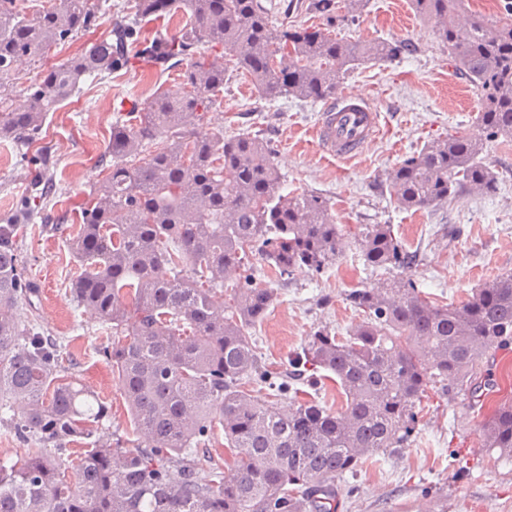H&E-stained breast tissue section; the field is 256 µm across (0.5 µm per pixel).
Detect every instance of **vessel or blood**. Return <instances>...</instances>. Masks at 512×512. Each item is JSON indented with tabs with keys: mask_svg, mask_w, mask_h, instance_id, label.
Instances as JSON below:
<instances>
[{
	"mask_svg": "<svg viewBox=\"0 0 512 512\" xmlns=\"http://www.w3.org/2000/svg\"><path fill=\"white\" fill-rule=\"evenodd\" d=\"M379 127L380 115L367 100L344 95L323 107L316 138L324 153L351 158L377 136Z\"/></svg>",
	"mask_w": 512,
	"mask_h": 512,
	"instance_id": "obj_1",
	"label": "vessel or blood"
}]
</instances>
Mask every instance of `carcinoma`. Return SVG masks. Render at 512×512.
Listing matches in <instances>:
<instances>
[{
  "label": "carcinoma",
  "instance_id": "carcinoma-1",
  "mask_svg": "<svg viewBox=\"0 0 512 512\" xmlns=\"http://www.w3.org/2000/svg\"><path fill=\"white\" fill-rule=\"evenodd\" d=\"M433 23L460 75L483 104L477 132L427 143L389 174L405 209L442 205L460 190L490 194L497 176L483 162L489 142L512 138V23L491 25L465 0H411ZM364 0H311L326 26L278 28L261 0H135L134 14L80 54L47 63L51 51L94 26L109 0H53L31 18L0 0V140L28 146L49 113L80 84L115 72L130 57L163 76L181 64L182 90L133 104L112 124L106 174L92 184L76 224L66 226L79 265L70 281L77 306L112 338V362L144 448L111 443L109 408L61 369V345L21 328L36 294L19 260L18 227L0 226V426L30 446L20 464L0 460V512H336V480L366 460L405 447L416 406L433 374L448 403L496 386L483 358L512 345V272L473 289L460 306L437 305L402 278L354 288L346 301L364 320L345 337L320 328L288 359L275 383L247 329L263 320L273 291L239 275L229 306L216 301L230 270L256 250L279 277L319 272L341 252L342 234L319 193L283 194L265 140L230 138L202 121L224 89V56L235 57L266 98L322 101L368 61L404 48L388 40L348 42L330 29L352 21ZM184 9L189 25L171 37L139 40V22ZM221 46L213 57L203 44ZM134 47L129 55L128 47ZM23 59L40 70L23 103L5 105ZM164 139L140 157L144 142ZM367 266L392 271L414 262L390 224H363ZM340 386L347 401L333 413L317 397L282 413L273 398L301 383ZM269 392L255 395L248 384ZM224 429L233 464L205 475L195 456L213 424ZM484 445L512 458V402L483 425ZM86 442L75 457L61 452Z\"/></svg>",
  "mask_w": 512,
  "mask_h": 512
}]
</instances>
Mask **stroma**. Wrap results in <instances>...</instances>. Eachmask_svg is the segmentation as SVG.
<instances>
[{"mask_svg":"<svg viewBox=\"0 0 512 512\" xmlns=\"http://www.w3.org/2000/svg\"><path fill=\"white\" fill-rule=\"evenodd\" d=\"M133 4L122 0L118 9L100 14L89 31L54 48L51 62L107 37ZM333 34L352 42L386 39L411 47L392 61L358 66L341 86L342 93L367 99L381 114V132L361 154L339 159L321 152L314 130L322 102L264 98L242 74L225 83L207 115L211 131L266 138L281 174V193L323 194L343 235L333 265L299 270L285 281L260 256L248 258L255 285L275 293L266 317L249 334L259 358L277 372L317 328L343 336L362 322V313L345 299L348 291L387 280L386 271L365 264L356 239L360 225H392L402 248L419 256L402 277L439 305H461L472 288L512 271L511 139L495 140L485 154L498 176L493 196L465 190L445 205L411 210L399 207L393 196V168L433 138L476 128L479 95L456 71L432 23L415 14L410 0H366L359 18L336 26ZM159 87L179 93L178 72L159 78L151 64L135 59L101 82L82 83L79 94L49 114L27 154L0 140V224L10 222L29 183L42 172L50 173L55 188L40 216L20 227V259L39 287L30 323L60 341L62 368L107 402L108 433L127 448L145 440L103 355L106 333L72 300L68 284L76 261L53 226L76 222L77 206L102 168L118 112H129L132 102L152 100ZM44 157L50 164L46 170L40 164ZM488 365L498 387L481 403L451 404L428 386L405 448L375 456L356 476L338 480L339 512H512V461L482 445L483 423L500 401L512 398V348L494 353Z\"/></svg>","mask_w":512,"mask_h":512,"instance_id":"35a3bbf8","label":"stroma"}]
</instances>
